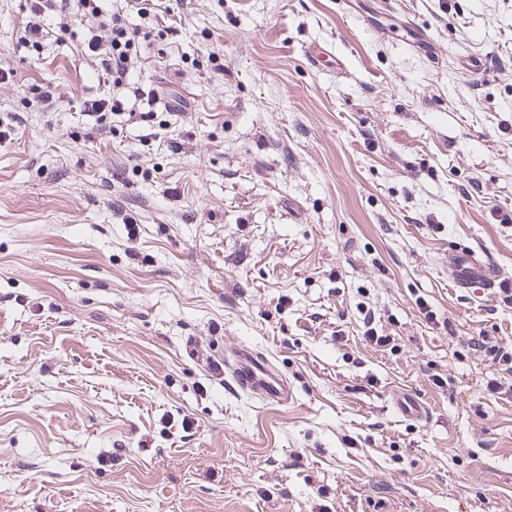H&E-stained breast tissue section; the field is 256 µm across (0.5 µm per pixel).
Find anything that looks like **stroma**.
Returning <instances> with one entry per match:
<instances>
[{
  "label": "stroma",
  "instance_id": "stroma-1",
  "mask_svg": "<svg viewBox=\"0 0 512 512\" xmlns=\"http://www.w3.org/2000/svg\"><path fill=\"white\" fill-rule=\"evenodd\" d=\"M27 20L0 0V512L512 507V392L466 346L512 308L450 275L512 280V0H180L106 129L94 57ZM240 344L295 402L211 370ZM452 278L461 287H469L472 283H484L493 288L497 281L489 263L477 258L475 254L466 256V260L453 269ZM393 401L398 411L406 418L421 420L429 417L427 405L406 390L396 391Z\"/></svg>",
  "mask_w": 512,
  "mask_h": 512
}]
</instances>
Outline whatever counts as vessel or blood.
Instances as JSON below:
<instances>
[{
    "label": "vessel or blood",
    "instance_id": "vessel-or-blood-1",
    "mask_svg": "<svg viewBox=\"0 0 512 512\" xmlns=\"http://www.w3.org/2000/svg\"><path fill=\"white\" fill-rule=\"evenodd\" d=\"M453 279L464 288L473 283L491 286L496 282V275L489 263L471 255L454 267ZM231 357V362L224 365V373L229 376L233 389L257 396L269 405H285L295 399V390L286 375L250 346L242 344L235 347ZM393 401L406 418L421 420L429 416L427 405L408 391L395 392Z\"/></svg>",
    "mask_w": 512,
    "mask_h": 512
}]
</instances>
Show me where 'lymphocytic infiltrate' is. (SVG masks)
Returning <instances> with one entry per match:
<instances>
[{"label": "lymphocytic infiltrate", "instance_id": "lymphocytic-infiltrate-1", "mask_svg": "<svg viewBox=\"0 0 512 512\" xmlns=\"http://www.w3.org/2000/svg\"><path fill=\"white\" fill-rule=\"evenodd\" d=\"M22 10L29 21L21 32L19 43L31 51H40L45 40L43 21L54 17L58 30L68 33L73 23H90L92 31L87 48L97 57V80L111 86L112 94L106 98L84 101V111L110 119L134 111L135 99L141 98V87L135 86L129 63L139 49L135 34L128 25L129 15L146 16L171 12L168 0H125L117 10L106 9L103 0H22Z\"/></svg>", "mask_w": 512, "mask_h": 512}]
</instances>
